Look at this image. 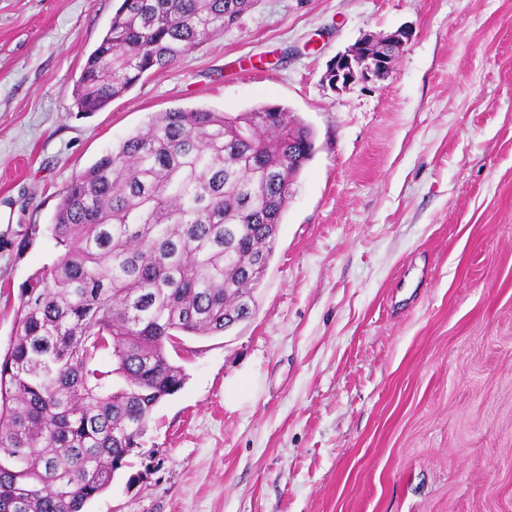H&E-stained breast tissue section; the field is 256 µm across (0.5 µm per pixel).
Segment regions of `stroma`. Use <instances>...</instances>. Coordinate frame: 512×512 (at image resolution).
Wrapping results in <instances>:
<instances>
[{"label": "stroma", "mask_w": 512, "mask_h": 512, "mask_svg": "<svg viewBox=\"0 0 512 512\" xmlns=\"http://www.w3.org/2000/svg\"><path fill=\"white\" fill-rule=\"evenodd\" d=\"M119 0H0V350L63 189L156 113L310 126L250 319L184 337L183 388L85 512H512V0H258L101 111L75 83ZM414 36L335 90L368 31ZM253 375L251 398L224 382ZM408 26L389 32H366L352 47L339 52L329 66L328 77L334 89L356 82H372L386 78L396 56L412 40Z\"/></svg>", "instance_id": "obj_1"}]
</instances>
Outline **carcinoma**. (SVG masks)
Wrapping results in <instances>:
<instances>
[{"instance_id": "1", "label": "carcinoma", "mask_w": 512, "mask_h": 512, "mask_svg": "<svg viewBox=\"0 0 512 512\" xmlns=\"http://www.w3.org/2000/svg\"><path fill=\"white\" fill-rule=\"evenodd\" d=\"M256 0H121L76 83L98 112ZM314 133L279 104L170 109L62 192L0 353V512H83L184 384L169 350L249 319ZM30 224L22 255L45 232ZM112 368L99 366L101 355Z\"/></svg>"}]
</instances>
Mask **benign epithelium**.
<instances>
[{"label":"benign epithelium","instance_id":"obj_1","mask_svg":"<svg viewBox=\"0 0 512 512\" xmlns=\"http://www.w3.org/2000/svg\"><path fill=\"white\" fill-rule=\"evenodd\" d=\"M412 38L413 29L408 26L364 33L356 44L334 57L328 71L331 86L342 89L356 82L386 78L396 56Z\"/></svg>","mask_w":512,"mask_h":512}]
</instances>
